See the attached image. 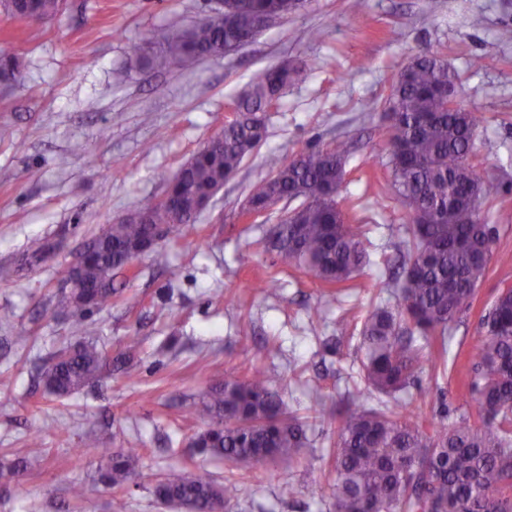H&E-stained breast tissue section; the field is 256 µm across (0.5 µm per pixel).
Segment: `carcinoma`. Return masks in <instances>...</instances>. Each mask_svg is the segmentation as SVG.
Returning a JSON list of instances; mask_svg holds the SVG:
<instances>
[{
  "instance_id": "carcinoma-1",
  "label": "carcinoma",
  "mask_w": 512,
  "mask_h": 512,
  "mask_svg": "<svg viewBox=\"0 0 512 512\" xmlns=\"http://www.w3.org/2000/svg\"><path fill=\"white\" fill-rule=\"evenodd\" d=\"M301 0H224V12L184 27L172 25L160 42L135 49L138 63L165 69L190 58L219 57L261 22L295 12ZM10 18L42 21L57 15L63 0H0ZM22 44L0 55V84L20 80ZM281 68L257 73L238 101L239 118L227 123L221 140L200 148L183 164L167 189L184 200L185 215L153 199L142 203L140 223L114 221L90 240L93 260L75 276L59 304L75 315L80 339L55 352L44 371L46 388L69 395L99 377L105 359L97 337L88 335L86 316L112 303L114 276L143 249L150 226H167V240L191 223L196 198L224 184L263 144L266 112L288 83ZM458 75L437 55L412 59L382 99H368L361 111L396 113L389 135L391 186L409 209L412 224L396 245L403 280L394 305L380 303L361 319L360 370L365 387L346 394L347 411L336 431L332 467L336 474L331 512H512V288L499 290L480 319L482 336L468 356L469 395L476 418L453 424L426 422L400 404L404 391L425 371L448 368V331L469 311L477 286L488 274L500 225L479 217L500 186L474 182L461 159L472 154L478 125L474 113L449 107L446 94ZM270 174L252 184L247 199L263 206L272 198L292 199L290 218L278 224L267 249L284 267L332 288L371 263L360 226L350 224L335 199L346 176V150L311 147L289 163L266 160ZM279 378L256 369L226 378L188 411L205 422L196 444L233 466L256 470L272 463L292 469L306 447L305 422L288 414ZM131 456L105 451L99 480L122 488ZM236 485L218 484L203 467L172 469L155 487L158 500L179 512H212Z\"/></svg>"
}]
</instances>
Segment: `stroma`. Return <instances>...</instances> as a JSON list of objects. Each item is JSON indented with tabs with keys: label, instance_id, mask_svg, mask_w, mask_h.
I'll use <instances>...</instances> for the list:
<instances>
[{
	"label": "stroma",
	"instance_id": "stroma-1",
	"mask_svg": "<svg viewBox=\"0 0 512 512\" xmlns=\"http://www.w3.org/2000/svg\"><path fill=\"white\" fill-rule=\"evenodd\" d=\"M216 0H66L44 23L0 17V52L25 41L23 79L0 85V466L26 456L38 436L45 453L9 483L0 512H169L154 494L171 469L207 468L239 492L226 512H327L334 476L329 441L357 377L359 339L344 317L390 301L401 278L393 244L411 221L390 188L387 121L360 105L385 97L412 57L439 54L458 73L455 86L479 119L474 152L483 177L501 193L485 216L501 225L477 299L451 331L448 374L422 375L403 396L428 420L466 412L464 364L478 343L480 319L498 289L512 283V0H305L244 48L221 58L159 71L132 55L172 23L212 16ZM484 59L471 69L473 57ZM289 65L296 76L267 113L268 136L182 238L166 243L169 268L150 255L118 274L120 294L87 323L107 359L136 335L135 378L105 368L71 395L49 393L38 376L57 348L71 343V316L57 310L64 272L82 243L147 199L224 126L254 75ZM348 145L339 197L367 225L374 263L342 284L323 320L314 310L324 286L284 268L264 248L280 211L243 223L250 185L269 173L268 156L289 160L307 147ZM42 238L67 242L49 262L19 266ZM277 278L278 295L260 288ZM261 369L281 380L283 399L307 420L309 448L292 471L262 483L247 468L192 446L202 425L184 408L227 377ZM96 426L99 449L86 447ZM134 454L125 489L98 481L100 448ZM86 488L80 508L69 489ZM293 485L294 495L284 488Z\"/></svg>",
	"mask_w": 512,
	"mask_h": 512
}]
</instances>
